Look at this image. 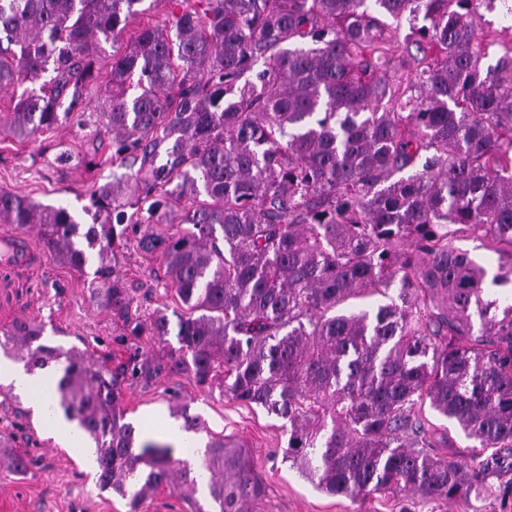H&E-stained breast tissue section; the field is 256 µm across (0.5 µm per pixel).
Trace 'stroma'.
<instances>
[{
    "label": "stroma",
    "instance_id": "1",
    "mask_svg": "<svg viewBox=\"0 0 512 512\" xmlns=\"http://www.w3.org/2000/svg\"><path fill=\"white\" fill-rule=\"evenodd\" d=\"M481 14L486 61L492 64L512 46V16L506 15L501 0ZM94 131V126L69 122L24 143L0 137V189L43 204H68L81 225L91 224L92 215L83 211L90 192L94 184L112 178L109 147L99 144ZM26 237L41 264L32 270L0 264V328L17 319L34 320L45 326V344L106 348L122 361L178 353L180 344L173 334L121 342L123 326L93 296L90 275L53 261L37 229H30ZM116 271L129 289L136 316L146 319L176 308L159 257L130 245L119 254ZM182 406L199 418L205 436L225 438L251 455L266 487L255 512H512V450L476 451L452 422L429 409L424 412L427 423L436 436L448 439L444 455L465 461L478 458L493 494L451 501L405 492L354 499L330 495L283 459L288 436L281 420L232 400L220 381L201 386L189 375L170 373L150 387L128 386L123 391L125 419L139 430L148 415H167ZM18 454L29 461L22 474L11 465ZM126 510L122 498L99 491L93 465L37 412L33 400L25 394L11 395L8 385L0 382V512Z\"/></svg>",
    "mask_w": 512,
    "mask_h": 512
}]
</instances>
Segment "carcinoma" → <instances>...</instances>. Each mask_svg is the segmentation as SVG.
I'll return each mask as SVG.
<instances>
[{
	"label": "carcinoma",
	"mask_w": 512,
	"mask_h": 512,
	"mask_svg": "<svg viewBox=\"0 0 512 512\" xmlns=\"http://www.w3.org/2000/svg\"><path fill=\"white\" fill-rule=\"evenodd\" d=\"M167 3L164 26L112 54L94 124L123 173L90 194L104 221L82 233L68 208L0 190V223L40 225L49 257L81 274L80 240L98 249L94 293L135 340L169 335L170 320L131 315L112 261L132 238L158 255L184 308L180 353L87 357L43 344L26 319L0 330V348L28 370L60 366L96 485L128 512L170 484L208 512L190 465L124 421L123 384L174 371L220 378L283 420L286 461L330 495L489 491L476 467L428 452L424 422L428 407L480 448L512 447V303L486 299V269L452 244L512 250V48L481 65L482 0ZM157 6L0 0V89L32 84L0 129L23 143L67 120L64 98L94 84L103 44ZM389 19L408 21L421 56L383 37ZM150 218L184 228L140 232ZM393 286L373 315L340 311ZM200 468L215 512H250L265 494L249 454L222 438Z\"/></svg>",
	"instance_id": "cac0c4a2"
}]
</instances>
